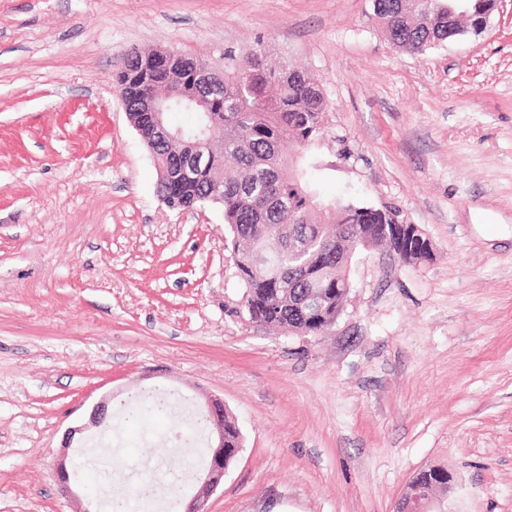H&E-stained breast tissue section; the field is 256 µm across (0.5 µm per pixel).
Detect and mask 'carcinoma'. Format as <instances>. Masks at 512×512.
<instances>
[{"label":"carcinoma","mask_w":512,"mask_h":512,"mask_svg":"<svg viewBox=\"0 0 512 512\" xmlns=\"http://www.w3.org/2000/svg\"><path fill=\"white\" fill-rule=\"evenodd\" d=\"M492 0H372L373 13L389 42L406 53L422 54L448 41V30L468 33V21L490 9ZM174 65L156 72L151 91L163 100L162 123L178 141L156 133L145 112L146 88L139 76L150 55L129 54L116 77L127 111L157 166L170 170L184 162L198 130L212 120L222 138L211 144L209 164L189 169L170 185L158 181L160 197L185 207L216 205L232 239L238 277L246 288L248 316L291 332L317 333L312 321L292 306L305 280L321 285L327 311L336 318L350 290L348 260L360 243L350 240L356 224H395L398 214L353 200L319 198L308 178V153L323 134L327 104L315 80L288 60L267 64V45L247 52H224V66L174 54ZM169 112H191L194 123L172 126ZM146 413L167 417L164 404L134 407L128 419ZM241 444L240 430L224 417V445Z\"/></svg>","instance_id":"obj_1"}]
</instances>
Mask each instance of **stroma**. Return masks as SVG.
Returning <instances> with one entry per match:
<instances>
[{
	"label": "stroma",
	"mask_w": 512,
	"mask_h": 512,
	"mask_svg": "<svg viewBox=\"0 0 512 512\" xmlns=\"http://www.w3.org/2000/svg\"><path fill=\"white\" fill-rule=\"evenodd\" d=\"M264 40L328 109L326 197L397 211L434 255L358 251L335 324L249 319L220 207L169 208L114 92L135 51L221 66ZM163 396L165 421L127 407ZM223 399L242 450L208 512H392L440 466L448 512H512V12L423 54L371 0H0V512H89L140 465L184 470L185 407ZM123 448L62 495L69 428Z\"/></svg>",
	"instance_id": "1"
}]
</instances>
